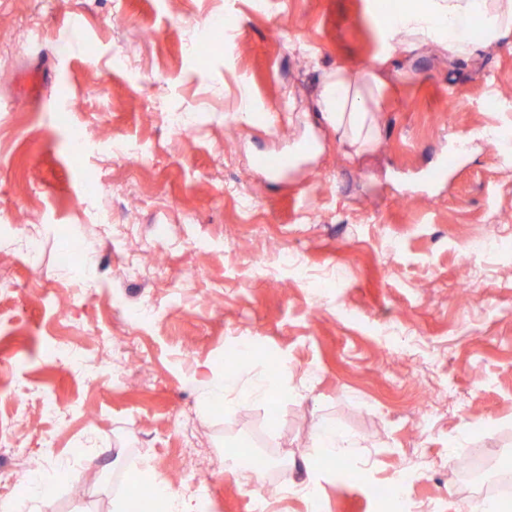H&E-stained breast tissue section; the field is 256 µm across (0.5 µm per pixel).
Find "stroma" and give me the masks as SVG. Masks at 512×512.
Returning <instances> with one entry per match:
<instances>
[{"mask_svg": "<svg viewBox=\"0 0 512 512\" xmlns=\"http://www.w3.org/2000/svg\"><path fill=\"white\" fill-rule=\"evenodd\" d=\"M383 2L0 0V500L29 501L35 460L55 486L50 512H113L142 471L184 469L189 446L208 512H253L225 456L265 457L266 480L302 484L320 427L356 442L362 475L317 461L322 512H388L368 487L404 466L423 474L408 495L426 512H471L487 489L449 476V453L512 465V249L462 256L512 240V141L481 136L512 130V33L453 58L429 40L399 46ZM220 10L236 19L222 47L188 51L186 23ZM116 54L127 70L111 69ZM45 64L36 100L21 87ZM339 66L384 83L360 153L313 120ZM155 105L191 113L190 142ZM74 123L95 137L78 163ZM115 139L140 156L113 155ZM452 151L456 166L432 179ZM264 153L293 162L273 176ZM94 173L108 197H83ZM105 207L107 240L93 219ZM159 224L161 271L148 248ZM278 249L330 287L292 281ZM466 260L479 288L461 302ZM150 297L165 314L131 322ZM242 337L263 357L226 373ZM61 342L112 366L86 381ZM225 385L254 398L214 412ZM46 399L63 417L42 413ZM71 463L98 476L80 500L58 478Z\"/></svg>", "mask_w": 512, "mask_h": 512, "instance_id": "35a3bbf8", "label": "stroma"}]
</instances>
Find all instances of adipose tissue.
<instances>
[{"instance_id": "obj_1", "label": "adipose tissue", "mask_w": 512, "mask_h": 512, "mask_svg": "<svg viewBox=\"0 0 512 512\" xmlns=\"http://www.w3.org/2000/svg\"><path fill=\"white\" fill-rule=\"evenodd\" d=\"M387 32L441 42L449 55L473 54L472 26H480L484 43L512 32V0H407L405 7L382 18ZM374 92L371 76H354L336 69L324 78L317 118L335 128L340 138L357 148L369 146L375 137L367 106Z\"/></svg>"}]
</instances>
